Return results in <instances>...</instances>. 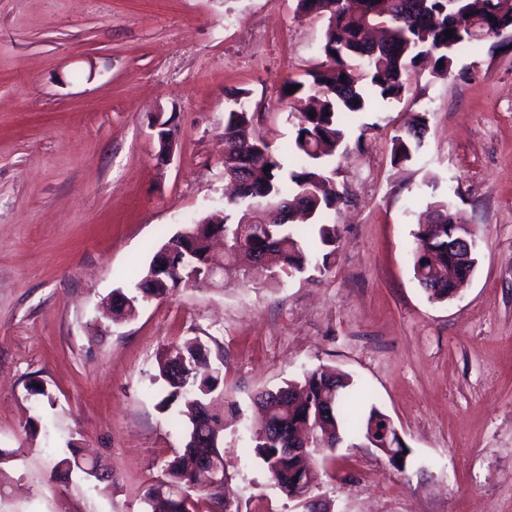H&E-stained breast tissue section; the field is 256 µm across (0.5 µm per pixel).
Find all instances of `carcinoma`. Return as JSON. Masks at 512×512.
I'll return each mask as SVG.
<instances>
[{"mask_svg": "<svg viewBox=\"0 0 512 512\" xmlns=\"http://www.w3.org/2000/svg\"><path fill=\"white\" fill-rule=\"evenodd\" d=\"M305 14H323L328 24L322 44L326 64L306 82L290 80L281 101L291 108L294 136L292 163L285 165L271 146L254 133L261 114L246 104L243 89L228 94L224 124V177L249 182L224 201V225L192 224L190 234H176L160 246L177 247L175 261L186 257L183 275L162 274L153 279L150 264L137 283L136 293L114 290L115 312L136 314L154 288L172 291L186 286L189 273L209 274L206 257L215 234L224 231V275L277 281L303 273L312 259L329 267L336 252L338 231L328 222L329 211L342 201L336 170L330 161L347 146L345 118L366 111L376 99L400 100L412 71L428 60L436 77L448 75L452 55L460 47L498 36L512 15H500L499 0H297ZM449 30L452 37L444 31ZM297 90L290 92V87ZM427 118L418 114L396 136L392 161L412 160L419 149ZM271 166L266 172L264 168ZM446 200L429 203L426 223L414 233L411 255L419 284L432 302L448 300V293L464 279L455 269L462 259L448 251ZM159 377L168 394L162 410L180 406L185 426L181 454L165 463L164 478L148 492L146 503L162 498L165 512H225L224 489L229 474L224 464V416L208 409L212 394L224 383L221 369L210 367L207 347L187 344L159 358ZM349 377L321 367L305 373L276 391L253 398L261 410L262 436L255 454L273 483L309 477L311 458L288 457L284 448L299 425L319 436L316 447L333 453L345 445L371 443V431L396 439L388 416L373 407L364 418L349 412ZM90 463L72 450L51 473L56 480L73 471L86 472Z\"/></svg>", "mask_w": 512, "mask_h": 512, "instance_id": "1", "label": "carcinoma"}]
</instances>
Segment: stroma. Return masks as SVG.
Segmentation results:
<instances>
[{
	"mask_svg": "<svg viewBox=\"0 0 512 512\" xmlns=\"http://www.w3.org/2000/svg\"><path fill=\"white\" fill-rule=\"evenodd\" d=\"M326 16L297 0H0V512H145L163 461L183 450L160 355L189 338L221 367L224 461L235 512H305L252 448L255 394L320 366L349 375L409 448L405 471L372 446L318 462L322 512H512V48L488 38L447 77L412 74L405 96L349 122L336 157L346 199L328 270L277 283L180 288L111 322L164 242L224 208L225 94L250 93L278 156L293 138L280 101L325 62ZM427 117L419 151L393 138ZM171 120L163 160L157 119ZM445 199L475 232L460 295L430 302L411 249ZM40 385L42 394L31 393ZM112 472L51 479L70 449ZM426 123L425 115L418 114L404 133L396 136L392 154L394 164L401 165L412 160L421 145Z\"/></svg>",
	"mask_w": 512,
	"mask_h": 512,
	"instance_id": "obj_1",
	"label": "stroma"
}]
</instances>
